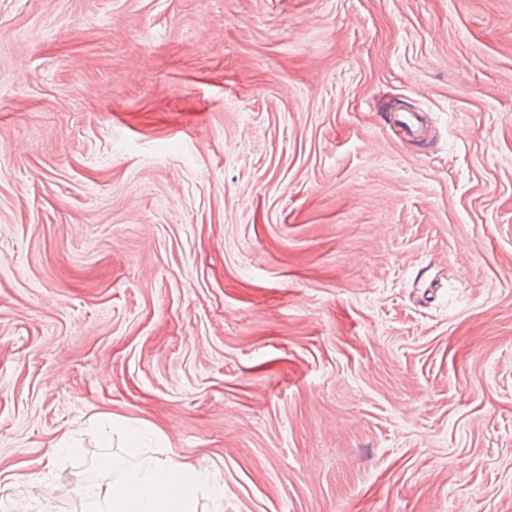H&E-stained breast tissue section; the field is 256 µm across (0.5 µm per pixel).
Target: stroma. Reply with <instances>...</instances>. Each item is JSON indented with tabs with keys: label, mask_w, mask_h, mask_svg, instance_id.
Segmentation results:
<instances>
[{
	"label": "stroma",
	"mask_w": 512,
	"mask_h": 512,
	"mask_svg": "<svg viewBox=\"0 0 512 512\" xmlns=\"http://www.w3.org/2000/svg\"><path fill=\"white\" fill-rule=\"evenodd\" d=\"M146 454L512 512V0H0V512Z\"/></svg>",
	"instance_id": "1"
}]
</instances>
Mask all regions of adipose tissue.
I'll return each mask as SVG.
<instances>
[{
    "mask_svg": "<svg viewBox=\"0 0 512 512\" xmlns=\"http://www.w3.org/2000/svg\"><path fill=\"white\" fill-rule=\"evenodd\" d=\"M208 480L205 467L151 461L130 471L121 487L102 488L99 512H191L198 486Z\"/></svg>",
    "mask_w": 512,
    "mask_h": 512,
    "instance_id": "1",
    "label": "adipose tissue"
}]
</instances>
